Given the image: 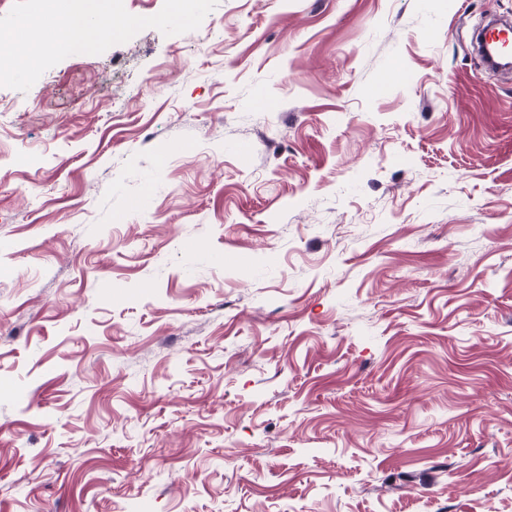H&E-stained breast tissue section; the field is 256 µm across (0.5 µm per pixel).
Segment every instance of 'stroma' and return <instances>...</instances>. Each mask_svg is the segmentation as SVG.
Listing matches in <instances>:
<instances>
[{"label":"stroma","instance_id":"obj_1","mask_svg":"<svg viewBox=\"0 0 512 512\" xmlns=\"http://www.w3.org/2000/svg\"><path fill=\"white\" fill-rule=\"evenodd\" d=\"M489 15L219 0L0 87V512H512Z\"/></svg>","mask_w":512,"mask_h":512}]
</instances>
